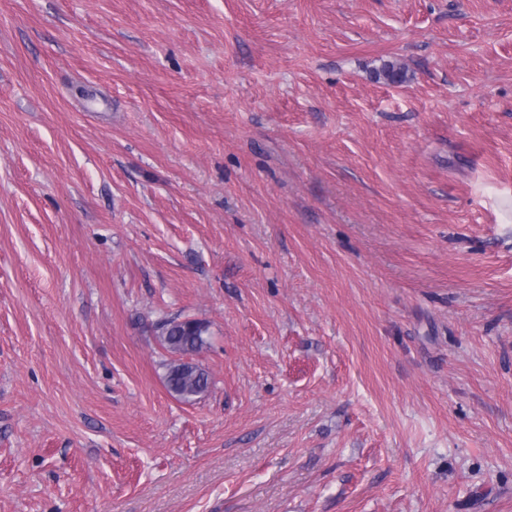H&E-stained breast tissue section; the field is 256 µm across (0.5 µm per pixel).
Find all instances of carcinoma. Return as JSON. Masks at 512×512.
Here are the masks:
<instances>
[{
    "instance_id": "1",
    "label": "carcinoma",
    "mask_w": 512,
    "mask_h": 512,
    "mask_svg": "<svg viewBox=\"0 0 512 512\" xmlns=\"http://www.w3.org/2000/svg\"><path fill=\"white\" fill-rule=\"evenodd\" d=\"M158 339L170 355L164 375L167 391L182 403H193L208 391L211 378L202 365L186 363L184 359L207 348V323L189 318L166 319L158 325Z\"/></svg>"
}]
</instances>
